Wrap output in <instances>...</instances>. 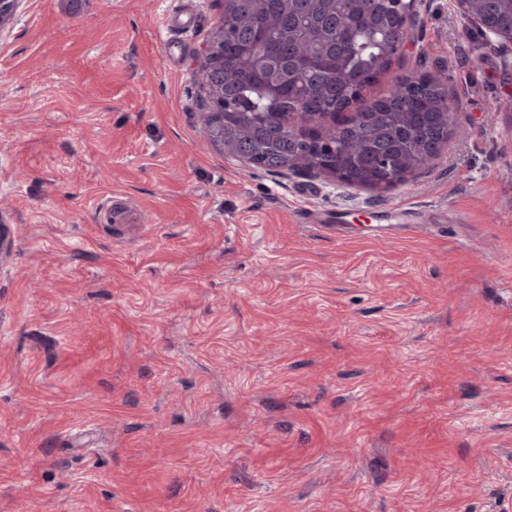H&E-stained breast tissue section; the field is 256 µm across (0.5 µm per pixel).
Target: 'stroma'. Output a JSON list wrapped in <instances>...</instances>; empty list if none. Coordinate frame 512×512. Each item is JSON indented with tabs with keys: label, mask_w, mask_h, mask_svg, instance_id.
Segmentation results:
<instances>
[{
	"label": "stroma",
	"mask_w": 512,
	"mask_h": 512,
	"mask_svg": "<svg viewBox=\"0 0 512 512\" xmlns=\"http://www.w3.org/2000/svg\"><path fill=\"white\" fill-rule=\"evenodd\" d=\"M223 13L22 0L0 32V512H512L500 52L423 0L394 68L461 111L377 193L209 140ZM411 206L428 227L372 234ZM300 218L304 224H322L323 227L328 228L330 231L336 233L337 236H342L347 233L348 221L347 219L336 214V217H323L316 211L311 209H305L301 212Z\"/></svg>",
	"instance_id": "1"
}]
</instances>
